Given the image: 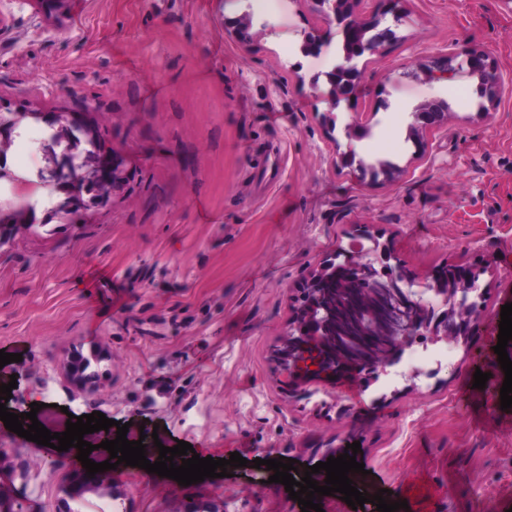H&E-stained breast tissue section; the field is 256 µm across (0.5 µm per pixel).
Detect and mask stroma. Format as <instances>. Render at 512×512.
Wrapping results in <instances>:
<instances>
[{"instance_id":"1","label":"stroma","mask_w":512,"mask_h":512,"mask_svg":"<svg viewBox=\"0 0 512 512\" xmlns=\"http://www.w3.org/2000/svg\"><path fill=\"white\" fill-rule=\"evenodd\" d=\"M271 33L243 47L224 29L242 13ZM395 37L357 58L359 90L329 105L343 60L338 25L313 0H0V103L22 111L7 150L21 181L0 205L47 188L36 175L41 112H84L120 165L106 205L20 227L0 247V368L10 404L62 433L95 411L157 432L146 457L177 441L202 457L240 453L232 476L182 486L120 466L78 491L63 452L0 423V504L23 512H301L270 470H298L361 444L362 492L388 489L408 512H512V408L473 385L501 373L494 348L512 303V0H399ZM320 30L307 53L303 35ZM502 78L482 104L476 77L420 74L461 43ZM449 107L447 125L413 137L417 106ZM334 112L335 125L323 122ZM353 149V158L343 157ZM387 161L390 174L372 175ZM374 239L378 267L415 286L476 265L484 325L406 348L396 375L302 380L274 361L297 298L324 261ZM97 378L75 384L64 355Z\"/></svg>"}]
</instances>
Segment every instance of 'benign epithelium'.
<instances>
[{
    "mask_svg": "<svg viewBox=\"0 0 512 512\" xmlns=\"http://www.w3.org/2000/svg\"><path fill=\"white\" fill-rule=\"evenodd\" d=\"M313 2L326 22L343 26L346 40L351 43V51L346 53L344 62L327 75L331 101L336 104L349 98L358 86L359 73L352 64L353 58L366 52L377 53L392 36L391 28L386 27L365 38L368 31L377 29L382 16L394 13L397 0H375L376 16L370 22H364L358 16L360 0ZM224 26L244 46L271 28L265 21L255 31L252 20L244 15L224 20ZM463 63L478 74L487 93L493 94L499 75L487 55L467 44L451 55L432 58L423 73L431 79H446ZM440 105L442 102L438 100H429L415 110L416 134L448 122L450 113L442 110ZM13 113L15 110L0 103V163L6 157L17 125ZM85 116L84 112H41L35 115L51 133V137L43 142L48 164L40 180L52 185L62 197L60 206L74 213L106 204L122 181L112 150L106 146L83 166L72 164L67 155L57 150V140L95 135ZM364 267L375 270L370 253L362 249L345 256L343 264L337 267L324 265V271L330 276L319 287L307 290L294 326L284 342L288 346V364L284 370L308 372L313 367L317 372L387 375L399 362L398 351L411 345L416 337L431 330L454 340L482 324L478 277L470 269L452 268L440 273L442 278L453 277L463 288L448 298L456 316L450 318L445 314L435 322L432 296L439 295V289L429 285L414 290L401 272L386 269L380 273L378 281L394 289V301L389 304L375 298L374 283L353 279L351 272Z\"/></svg>",
    "mask_w": 512,
    "mask_h": 512,
    "instance_id": "benign-epithelium-1",
    "label": "benign epithelium"
}]
</instances>
